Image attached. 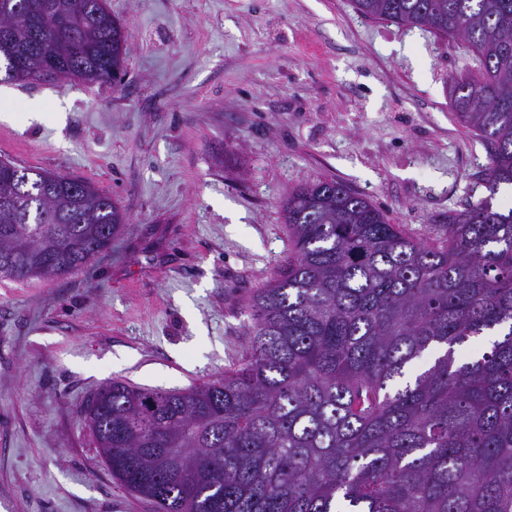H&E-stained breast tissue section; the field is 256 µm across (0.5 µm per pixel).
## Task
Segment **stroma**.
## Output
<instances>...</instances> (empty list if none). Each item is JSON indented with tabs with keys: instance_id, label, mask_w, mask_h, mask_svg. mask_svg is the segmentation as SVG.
<instances>
[{
	"instance_id": "35a3bbf8",
	"label": "stroma",
	"mask_w": 512,
	"mask_h": 512,
	"mask_svg": "<svg viewBox=\"0 0 512 512\" xmlns=\"http://www.w3.org/2000/svg\"><path fill=\"white\" fill-rule=\"evenodd\" d=\"M121 83L0 82V158L91 183L129 222L71 274L0 276V512H154L80 412L115 380L223 376L249 296L288 256L289 191L347 185L417 238L487 197L488 152L449 108L464 40L350 0H107Z\"/></svg>"
}]
</instances>
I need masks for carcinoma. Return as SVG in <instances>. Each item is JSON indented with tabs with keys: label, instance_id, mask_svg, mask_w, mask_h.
I'll return each instance as SVG.
<instances>
[{
	"label": "carcinoma",
	"instance_id": "carcinoma-1",
	"mask_svg": "<svg viewBox=\"0 0 512 512\" xmlns=\"http://www.w3.org/2000/svg\"><path fill=\"white\" fill-rule=\"evenodd\" d=\"M352 4L474 49L449 108L489 150V196L420 240L335 180L288 193L291 251L248 300L242 362L186 389L112 381L82 412L156 512H512V201L493 203L512 188V0ZM127 50L106 0H0L5 82H110ZM126 224L93 185L0 160V275L72 273Z\"/></svg>",
	"mask_w": 512,
	"mask_h": 512
}]
</instances>
